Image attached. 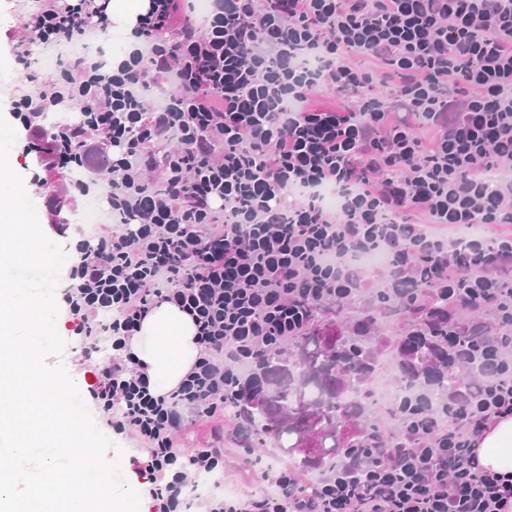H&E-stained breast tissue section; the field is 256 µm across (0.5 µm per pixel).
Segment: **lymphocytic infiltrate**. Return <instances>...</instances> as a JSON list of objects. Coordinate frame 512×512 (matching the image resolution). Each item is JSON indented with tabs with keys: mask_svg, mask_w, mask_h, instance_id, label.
<instances>
[{
	"mask_svg": "<svg viewBox=\"0 0 512 512\" xmlns=\"http://www.w3.org/2000/svg\"><path fill=\"white\" fill-rule=\"evenodd\" d=\"M24 29L53 49L108 30L106 0H39ZM111 67L82 55L19 101L44 167L112 175L111 233L81 240L63 302L85 356L111 342L89 386L139 440L152 512H512V479L476 447L512 416V0H149ZM75 125L43 130L52 109ZM157 170L160 185L145 174ZM482 309L498 335L456 415L395 419L362 481L314 491L287 468L271 489L188 499L224 451L178 434L224 417L261 356L293 346L317 308L407 292ZM192 317L201 353L157 396L128 343L155 306Z\"/></svg>",
	"mask_w": 512,
	"mask_h": 512,
	"instance_id": "lymphocytic-infiltrate-1",
	"label": "lymphocytic infiltrate"
}]
</instances>
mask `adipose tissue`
<instances>
[{
	"label": "adipose tissue",
	"mask_w": 512,
	"mask_h": 512,
	"mask_svg": "<svg viewBox=\"0 0 512 512\" xmlns=\"http://www.w3.org/2000/svg\"><path fill=\"white\" fill-rule=\"evenodd\" d=\"M129 348L144 365L151 387L159 395L179 385L200 353L192 319L169 303L152 310ZM477 454L486 470L512 477V416L483 433Z\"/></svg>",
	"instance_id": "1"
}]
</instances>
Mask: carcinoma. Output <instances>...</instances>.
Listing matches in <instances>:
<instances>
[{
    "instance_id": "carcinoma-1",
    "label": "carcinoma",
    "mask_w": 512,
    "mask_h": 512,
    "mask_svg": "<svg viewBox=\"0 0 512 512\" xmlns=\"http://www.w3.org/2000/svg\"><path fill=\"white\" fill-rule=\"evenodd\" d=\"M407 308L413 321L393 359L398 384L415 391L402 396L395 414L414 420L425 414L429 398L450 397L466 385L477 389L481 359L474 353L464 361L475 376L469 383L449 367L448 332L458 328V314L448 301L414 298ZM333 312L340 309L319 311L320 319L299 338L295 354L270 353L234 408L253 433L288 456L296 471L359 466L365 449L377 447L371 405L362 398L380 358L370 336L374 321L349 329L329 317Z\"/></svg>"
}]
</instances>
